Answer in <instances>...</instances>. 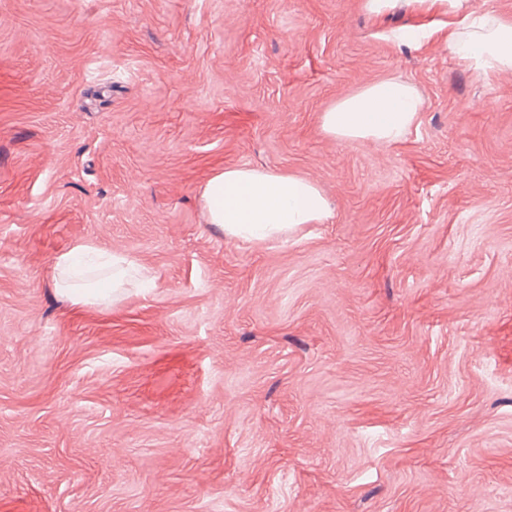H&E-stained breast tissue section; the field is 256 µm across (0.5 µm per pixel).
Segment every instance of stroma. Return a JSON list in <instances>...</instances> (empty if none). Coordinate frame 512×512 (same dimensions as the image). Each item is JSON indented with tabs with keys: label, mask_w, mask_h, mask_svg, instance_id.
Here are the masks:
<instances>
[{
	"label": "stroma",
	"mask_w": 512,
	"mask_h": 512,
	"mask_svg": "<svg viewBox=\"0 0 512 512\" xmlns=\"http://www.w3.org/2000/svg\"><path fill=\"white\" fill-rule=\"evenodd\" d=\"M394 0H0V512H512V72ZM411 83L394 145L320 115ZM246 165L330 216L244 242ZM89 243L155 277L74 306ZM201 197L209 223L237 240L287 236L329 217L327 200L315 182L282 171L227 166L213 172ZM98 250L94 246L87 244H75L67 251H64L56 256L54 267L57 272L58 284L65 286V288H58L64 291L75 306H104L108 307L116 300V294L122 286V278L130 276L135 281H138L148 287L151 278L144 276L143 269L135 261V259L124 254H111L109 256L110 271H115L112 274V279H103L108 285V288H99L96 285L102 283L101 280L95 281V285L77 284L68 282V278H75V264L81 258L97 253Z\"/></svg>",
	"instance_id": "1"
}]
</instances>
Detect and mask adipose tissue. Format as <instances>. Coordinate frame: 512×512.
I'll return each mask as SVG.
<instances>
[{"instance_id":"adipose-tissue-1","label":"adipose tissue","mask_w":512,"mask_h":512,"mask_svg":"<svg viewBox=\"0 0 512 512\" xmlns=\"http://www.w3.org/2000/svg\"><path fill=\"white\" fill-rule=\"evenodd\" d=\"M448 45L478 66L512 70V24L495 16L465 15L449 30ZM421 110L422 101L412 85L384 80L337 100L322 112L321 127L342 141L391 145L402 140ZM201 197L210 223L237 240L281 237L305 224L324 223L329 217L327 200L315 182L282 171L227 166L213 172ZM94 252V246L79 243L55 259L57 275L74 305H112L126 276L149 284L140 265L124 254L110 255L113 277L106 287L74 283L76 262Z\"/></svg>"}]
</instances>
